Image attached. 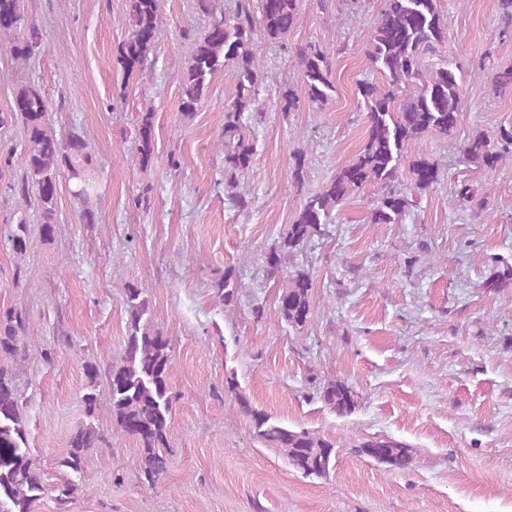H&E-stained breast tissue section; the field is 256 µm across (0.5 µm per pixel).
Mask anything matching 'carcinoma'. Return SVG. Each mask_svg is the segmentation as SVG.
I'll use <instances>...</instances> for the list:
<instances>
[{
    "label": "carcinoma",
    "instance_id": "obj_1",
    "mask_svg": "<svg viewBox=\"0 0 512 512\" xmlns=\"http://www.w3.org/2000/svg\"><path fill=\"white\" fill-rule=\"evenodd\" d=\"M195 9L207 18L205 30L191 38L192 54L178 76L182 111H196L205 99L212 76L225 66L234 68L237 94L224 103V167L230 174L227 194L231 205L247 206V198L237 191L234 175L250 171L255 144L244 135V113L253 110L259 94L262 61L255 49V31L270 40L285 41L293 30L302 0H237L233 13L226 15L220 0H194ZM501 33L512 38V0H498ZM20 0H0V39H7L16 60H27L40 46L35 27L17 36L21 28ZM130 31L122 45L118 63L131 76L144 74L150 52L156 44L160 24V0H132L128 18ZM448 40V26L440 0H385L366 43V56L379 81L363 80L358 100L366 112L368 138L356 158L320 188L305 193L298 214L283 240L267 254V275L285 283L278 301L282 319L295 331L305 327L311 314L312 280L304 270L287 269L286 259L311 239L326 233L335 223L336 208L354 191L370 185L377 188L371 220L375 224H399L413 206L400 188L404 169V146L423 135L447 137L458 123L463 99L462 75L444 64L426 74L421 59L434 53ZM307 102L322 106L335 86L328 54L316 44L296 49ZM493 89L512 92V68L492 73ZM52 105L32 86L18 88L10 116L19 118L26 129V144L19 157L0 158L6 167L23 170L13 190L19 196H35L41 210V232L50 240L56 232L55 212L59 177L67 176L70 195L81 205L85 224L95 223L87 206L90 195L92 155L85 140L63 142L53 134L48 122ZM153 113L141 115L137 133V153L146 167L154 153ZM464 159L488 170L512 160V122L501 124L493 136L477 132L462 142ZM410 183L425 191L439 180L437 164L418 159L409 164ZM465 209L482 212L487 195L467 180L455 189ZM8 241L13 252L23 256L29 243V224L21 218L10 225ZM224 305L237 302L241 284L234 272L224 270L215 283ZM490 292L512 288V265L492 273L484 283ZM129 312L128 330L121 359L102 366L86 362L87 378L82 402L85 419L71 434L69 452L59 462L62 480L52 492L58 512H65L88 464V452L106 442L99 426V413L107 412L117 431L134 438L141 452L136 460L140 478L154 486L165 474L169 447L168 433L178 395L170 384L171 340L151 325L152 308L147 291L135 284L124 288ZM30 330L22 312L0 311V512H31L32 505L46 492V484L29 462L26 398L15 383L12 365L25 356ZM105 378L107 396L98 390ZM318 400L339 417L357 406L356 393L346 382L328 380L316 389ZM242 411L254 423L256 433L272 448L280 449L288 463L307 477L326 479L336 465L335 444L307 430L279 424L241 395ZM374 461L398 470L411 467L413 459L406 446L391 438L368 439L359 445Z\"/></svg>",
    "mask_w": 512,
    "mask_h": 512
}]
</instances>
